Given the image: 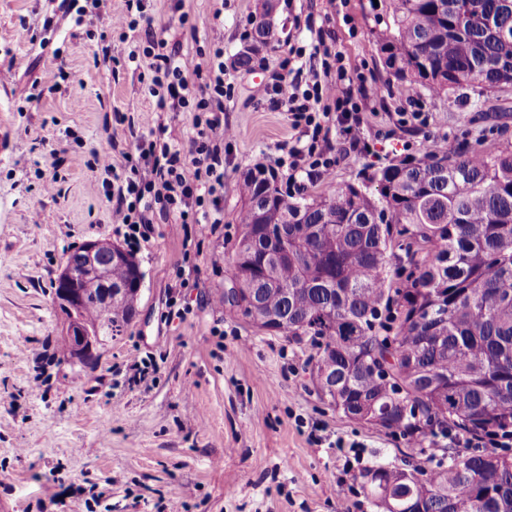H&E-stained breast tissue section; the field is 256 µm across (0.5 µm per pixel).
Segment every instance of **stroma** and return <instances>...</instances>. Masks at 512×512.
Returning a JSON list of instances; mask_svg holds the SVG:
<instances>
[{"label":"stroma","mask_w":512,"mask_h":512,"mask_svg":"<svg viewBox=\"0 0 512 512\" xmlns=\"http://www.w3.org/2000/svg\"><path fill=\"white\" fill-rule=\"evenodd\" d=\"M156 30L180 41L183 60L209 51L211 29H224V77L231 96L224 120L234 137L224 148V232L209 225H156L135 258L144 274L133 319L106 343L95 365L58 363L65 317L53 302L68 254L85 241L124 245L96 194L91 148L114 138L135 149L127 127L106 131L112 109L150 108L146 67L127 61L112 30L124 0L87 28L57 0H0V512H377L355 476L377 462L426 465L448 442L416 443L357 424L320 398L309 370L310 341L260 331L217 301L243 200L237 190L256 165L278 167L294 132L283 111L258 103L279 58L309 53L322 39L347 69L364 77L358 100L372 152L338 156L335 181L368 165L417 154L427 138L512 139V90L491 97L468 90L456 101L390 79L376 35L390 21L388 0H276L279 40L249 67L236 63L253 45L260 0H184L190 26L173 0H146ZM51 30H43L44 20ZM120 60L117 73L96 67L102 38ZM63 59L74 83L27 102L33 82ZM417 101L428 125H402ZM60 195L44 192L52 172ZM196 247L182 255V238ZM193 268L180 285L174 268Z\"/></svg>","instance_id":"stroma-1"}]
</instances>
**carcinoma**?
<instances>
[{
  "label": "carcinoma",
  "instance_id": "carcinoma-1",
  "mask_svg": "<svg viewBox=\"0 0 512 512\" xmlns=\"http://www.w3.org/2000/svg\"><path fill=\"white\" fill-rule=\"evenodd\" d=\"M377 34L389 75L417 92L456 97L512 88V0H389ZM262 5L256 44L276 41ZM244 206L229 257L251 299L241 316L260 330L312 337L320 396L345 417L400 437L433 441L512 426V141L464 138L435 153L394 158L355 181L291 197L257 165L240 185ZM112 265V287L136 277ZM68 320L93 340L121 332L138 292L102 305L84 283ZM358 475L370 500L422 512H512V457L450 448L431 467L389 465L390 484Z\"/></svg>",
  "mask_w": 512,
  "mask_h": 512
}]
</instances>
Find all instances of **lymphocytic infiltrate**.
<instances>
[{
	"instance_id": "obj_1",
	"label": "lymphocytic infiltrate",
	"mask_w": 512,
	"mask_h": 512,
	"mask_svg": "<svg viewBox=\"0 0 512 512\" xmlns=\"http://www.w3.org/2000/svg\"><path fill=\"white\" fill-rule=\"evenodd\" d=\"M125 3L112 26L137 34L128 58L148 65L152 108L140 116L143 133L135 153L117 157L108 148L96 151L94 188L109 204L111 223L123 228L131 245L149 242L157 224L204 222L219 231L224 222V142L233 136L224 121V36L214 31L212 52L197 53L186 63L180 58V43L157 33L145 0ZM330 56L324 43L313 44L309 58L320 61V68L306 70L285 57L271 82L253 91L257 101L284 109L299 132L288 147L287 190L293 194L332 177L333 150L346 154L369 146L355 101V76L344 65L331 64ZM306 73L312 82L308 89L302 86ZM181 110L192 113L194 133L178 142L167 138L155 115ZM335 131L342 136L337 146L331 137Z\"/></svg>"
}]
</instances>
